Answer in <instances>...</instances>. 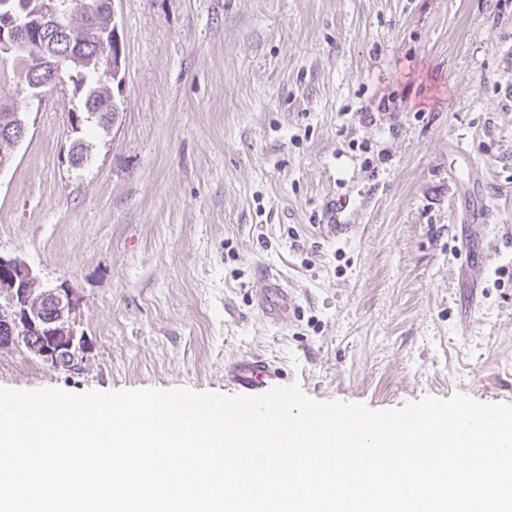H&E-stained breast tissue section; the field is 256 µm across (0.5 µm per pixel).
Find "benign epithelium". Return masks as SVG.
Segmentation results:
<instances>
[{
	"label": "benign epithelium",
	"instance_id": "7a95c632",
	"mask_svg": "<svg viewBox=\"0 0 512 512\" xmlns=\"http://www.w3.org/2000/svg\"><path fill=\"white\" fill-rule=\"evenodd\" d=\"M93 17L85 10L74 11L68 22L58 18L56 0H37L33 9L26 8L0 20V44L8 50L35 47L33 61L28 67V77L41 71L45 76L39 82L27 83L28 98L42 100L47 91L66 84V76L73 72L68 64L74 62L69 53L61 50L63 42L32 41L28 33L41 24L57 27L58 36L77 33L91 26ZM108 25L112 46L98 48L90 63L101 73V84L111 89L123 71V51L118 39L115 2H110ZM29 126L17 120L0 132V147L8 150L0 156V171L13 159L16 148L26 139ZM0 296L8 307H0V329L7 335L0 336V349L23 346L32 355L50 364L64 360L75 361L85 348V336L78 332L76 312L79 300L73 291L61 284L45 286L38 274L23 260L0 257Z\"/></svg>",
	"mask_w": 512,
	"mask_h": 512
}]
</instances>
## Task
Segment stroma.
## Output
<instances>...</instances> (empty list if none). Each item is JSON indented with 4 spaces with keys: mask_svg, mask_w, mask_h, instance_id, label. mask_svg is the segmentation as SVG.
I'll return each mask as SVG.
<instances>
[{
    "mask_svg": "<svg viewBox=\"0 0 512 512\" xmlns=\"http://www.w3.org/2000/svg\"><path fill=\"white\" fill-rule=\"evenodd\" d=\"M125 83L73 133L72 86L23 104L0 257L80 299L72 367L0 350V387L229 394L258 354L310 398L512 403V0H116ZM396 100L375 120L363 110ZM82 136L88 159L69 163ZM494 193L482 264L450 148ZM345 197L347 233L323 225ZM296 308L269 324L258 271Z\"/></svg>",
    "mask_w": 512,
    "mask_h": 512,
    "instance_id": "35a3bbf8",
    "label": "stroma"
}]
</instances>
